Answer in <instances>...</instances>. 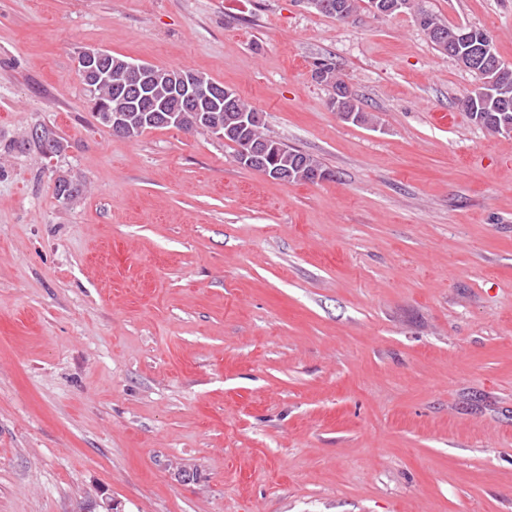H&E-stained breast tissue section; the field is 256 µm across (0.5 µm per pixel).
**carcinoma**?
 I'll return each mask as SVG.
<instances>
[{"instance_id":"1","label":"carcinoma","mask_w":512,"mask_h":512,"mask_svg":"<svg viewBox=\"0 0 512 512\" xmlns=\"http://www.w3.org/2000/svg\"><path fill=\"white\" fill-rule=\"evenodd\" d=\"M335 2L338 3L340 12L326 9L320 11V14L343 20L358 12L362 0H335ZM417 22L436 50L454 60L463 56L473 65L471 73L478 80V85L459 100L460 110L468 113L473 123L494 134L501 135L505 129H511L512 72L492 83L484 82L479 73L480 65L487 62V53H492L493 60H500L489 33L484 29L446 25L425 11L418 13ZM113 60L117 61V65L113 66L110 78L96 89L99 99L107 105V111L95 113L98 122L110 128L112 127V117L116 115L123 117L132 130V133L127 135L129 139H136L147 130L162 127H175L188 133L197 131L198 113L192 110H181L176 113L177 121H168L169 110L176 102L175 77L178 70L153 67L154 81L151 91L158 104V111L141 112L138 110L136 99L129 88L127 74L122 69V65L118 64L121 57L115 56ZM315 65L324 71L322 84L330 87L333 91L329 99L330 108L336 109V100L338 99H349L355 105L352 123L356 125L368 123L369 116L349 90L348 85L336 69V64L329 58H323L315 62ZM210 106L224 111L226 122L224 140L238 147L236 154H241L239 151L241 140L238 117L244 112L254 111V108L239 96L236 97L235 104L231 106L222 101H212ZM27 143L37 146L47 155L60 153L66 148L63 138L41 125L31 129L27 136ZM275 165L286 172H291V182L293 183H314L331 176V173L315 157L298 149L290 148L282 142L279 143V151L275 155ZM55 191L56 195L68 199L82 192V184L73 183L70 176H61L56 180Z\"/></svg>"}]
</instances>
